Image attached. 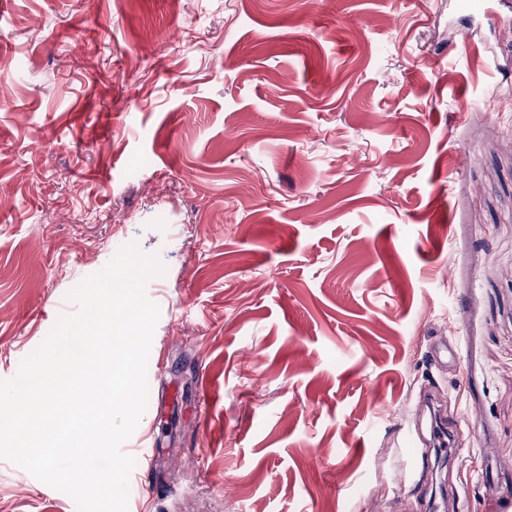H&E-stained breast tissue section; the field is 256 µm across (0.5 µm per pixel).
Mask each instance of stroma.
I'll use <instances>...</instances> for the list:
<instances>
[{
	"mask_svg": "<svg viewBox=\"0 0 512 512\" xmlns=\"http://www.w3.org/2000/svg\"><path fill=\"white\" fill-rule=\"evenodd\" d=\"M462 3L0 0V380L165 267L128 512L512 501V0ZM74 506L0 460V512Z\"/></svg>",
	"mask_w": 512,
	"mask_h": 512,
	"instance_id": "obj_1",
	"label": "stroma"
}]
</instances>
